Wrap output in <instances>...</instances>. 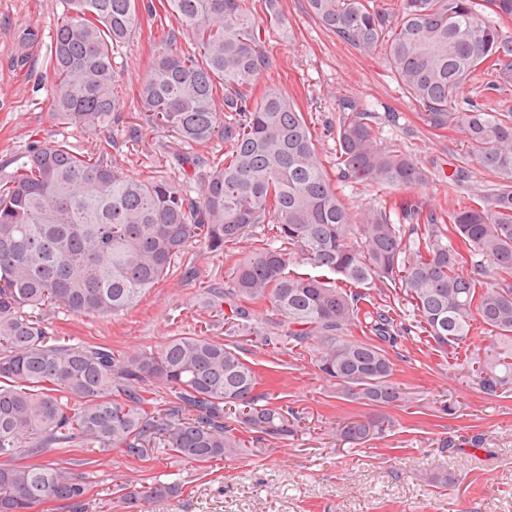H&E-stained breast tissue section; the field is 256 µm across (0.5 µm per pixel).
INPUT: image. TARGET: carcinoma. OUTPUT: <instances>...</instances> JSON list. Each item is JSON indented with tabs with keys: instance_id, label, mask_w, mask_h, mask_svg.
Returning <instances> with one entry per match:
<instances>
[{
	"instance_id": "carcinoma-1",
	"label": "carcinoma",
	"mask_w": 512,
	"mask_h": 512,
	"mask_svg": "<svg viewBox=\"0 0 512 512\" xmlns=\"http://www.w3.org/2000/svg\"><path fill=\"white\" fill-rule=\"evenodd\" d=\"M170 27L138 87L139 108L172 132L164 145L184 180L141 179L64 139L32 147L0 182V512H39L65 501L83 512L96 476L56 462L14 463L45 448L116 449L144 461L158 450L207 463L246 452L231 418L263 440L296 434L294 409L256 393L257 371L221 341L184 333L160 349L117 353L105 344L60 343L44 314L116 317L178 270L195 242L229 255L267 227V238L234 260L217 299L234 324L273 348L309 345L336 394L382 408L406 401L394 364L354 326L394 344L407 326L385 305L363 307L368 290H403L417 327L444 353L482 325L489 352L471 366L484 393L512 377V107L464 103L467 84L496 91L512 82V36L485 20L486 3L512 20V0H306L342 41L384 60L432 130L458 127L489 187L425 209L417 191L433 173L399 148L378 145L376 113L338 103L336 174L299 106L275 83L262 31L284 23L276 0L256 18L245 0H158ZM53 35L52 118L99 134L123 107L114 48L154 4L64 0ZM192 40L176 48V33ZM224 141L218 160L196 149ZM199 186L191 196L187 184ZM339 183L395 188L401 195L354 215ZM470 267L464 272V267ZM277 313L252 325L256 309ZM170 393L159 405L155 389ZM382 426L337 427L349 441ZM157 449L146 447L149 442ZM123 503L176 498L182 485L124 483Z\"/></svg>"
}]
</instances>
